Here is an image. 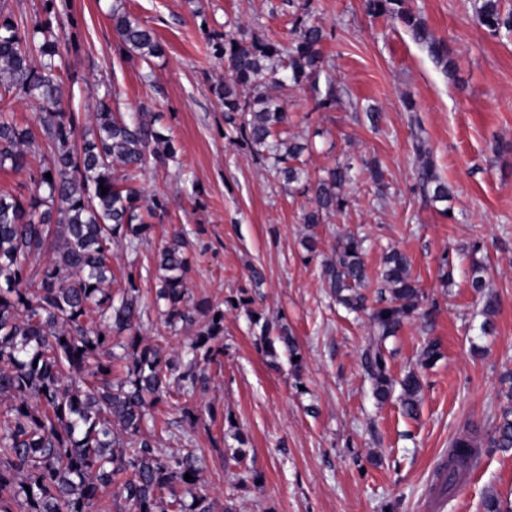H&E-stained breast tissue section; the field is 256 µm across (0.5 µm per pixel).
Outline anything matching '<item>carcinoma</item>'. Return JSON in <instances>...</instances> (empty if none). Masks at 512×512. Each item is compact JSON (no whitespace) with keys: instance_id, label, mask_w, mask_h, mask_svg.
Here are the masks:
<instances>
[{"instance_id":"cac0c4a2","label":"carcinoma","mask_w":512,"mask_h":512,"mask_svg":"<svg viewBox=\"0 0 512 512\" xmlns=\"http://www.w3.org/2000/svg\"><path fill=\"white\" fill-rule=\"evenodd\" d=\"M315 2L299 5L287 42L240 27L224 32L219 46L224 80L216 94L257 161L275 170L283 184H300L311 194L300 215L306 227L302 246L310 260H319L330 297L349 313L368 312L371 331L362 366L373 396L384 402L400 386L398 400L411 417L419 407L421 380L413 372L391 378L386 347L423 298L410 260L398 251L386 257L380 278L391 299L369 307L362 292L364 238L346 234L333 256H321L315 229L346 208L342 189L353 180L354 166L337 164L310 178L300 161L306 146L288 136V112L270 93L291 82L308 86L318 110L337 102L336 84L323 65L326 32ZM405 2L366 0V7L375 17L399 22L443 71L451 70L453 48ZM475 14L488 32L512 33V10L503 12L499 0H477ZM112 26L132 55L145 62L164 55L153 29L138 19L114 11ZM59 42L49 18L0 16V99L12 94L37 100L41 129L37 138L10 113L0 112V168L8 161L11 169L23 170L36 155L40 162L30 175L28 194L0 193V398L10 400L0 411V512H96L101 493L111 486L128 512H215L200 490L197 449L167 454L147 425L158 403L171 396L186 399L205 386L202 364L218 361L222 350L213 341L224 335V310L203 309L188 296V240L180 234L156 250L155 302H163V308L155 330L160 337L193 326L196 331L181 360L140 336L147 305L135 263L147 241L148 220L163 217L165 206L155 199L142 208L139 181L149 161L164 164L175 151L156 128L160 115L146 109L122 112L115 90L99 100L91 127L79 129L75 113L63 106ZM414 154L412 191L432 203L448 201V183L436 174L422 142ZM115 247L132 256L117 271ZM43 256L36 283L27 274L28 263ZM117 282L123 286L115 295ZM248 313L260 327L266 355L275 359L280 349L299 370L291 332L281 326L273 337L274 326L262 312L250 308ZM440 357V344L430 341L420 352V366ZM182 412L185 434L203 422L195 407L185 403ZM487 447L512 449V405L490 429H472L453 442L441 486L459 483L479 449ZM482 509L512 512V501L489 495Z\"/></svg>"}]
</instances>
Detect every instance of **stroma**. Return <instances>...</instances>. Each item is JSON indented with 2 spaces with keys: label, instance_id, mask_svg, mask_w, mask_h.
<instances>
[{
  "label": "stroma",
  "instance_id": "stroma-1",
  "mask_svg": "<svg viewBox=\"0 0 512 512\" xmlns=\"http://www.w3.org/2000/svg\"><path fill=\"white\" fill-rule=\"evenodd\" d=\"M122 2L166 46L152 63L129 57L112 27ZM431 31L448 39L455 68L443 72L402 26L369 16L365 0H319L327 30L322 54L340 96L318 110L306 87L278 91L289 131L310 140L302 161L309 173L343 162L379 163L385 192L367 176L344 189L348 205L318 230L321 254L339 235L364 236L369 302L380 297L385 255L402 251L424 293L421 311L404 322L387 346L394 378L417 367L431 340L442 356L421 371L416 417L397 400L378 402L361 368L370 332L326 293L318 263L301 245V210L309 200L264 169L224 121L214 93L224 70L215 53L225 22L236 21L272 40L290 36L288 0H57L62 73L68 110L87 126L106 87L121 107L160 113L159 130L176 158L147 168L145 198L164 201L139 253L138 285L155 299L157 245L185 233L192 301L224 308V354L208 365L206 392L196 402L206 428L185 440L180 405L154 414L161 446L186 445L204 459L202 489L237 512H429L433 472L463 427L484 426L506 407L504 374L512 372V35L494 36L475 20V0H409ZM380 114L378 124L369 109ZM430 152L452 193L446 206L412 193L414 138ZM487 267L484 294L471 288L473 260ZM263 273L254 283L248 268ZM250 298L272 323L294 335L302 375L287 358L271 360L245 307ZM496 313L484 320L485 299ZM490 332H483V322ZM244 447L243 464L229 461ZM512 499V451L484 450L477 468L442 493L443 512H481L488 494Z\"/></svg>",
  "mask_w": 512,
  "mask_h": 512
}]
</instances>
